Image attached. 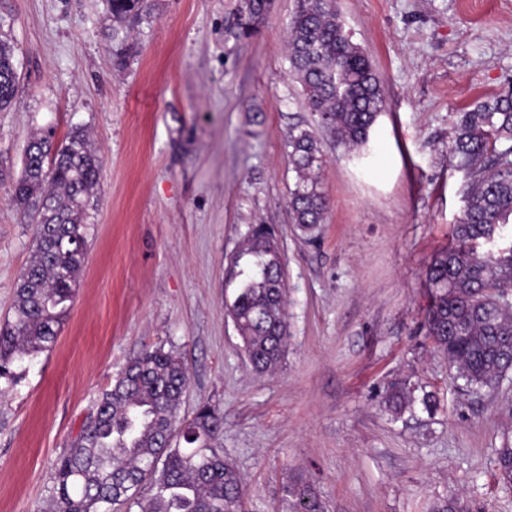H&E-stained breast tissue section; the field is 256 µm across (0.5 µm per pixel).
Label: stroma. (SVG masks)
Segmentation results:
<instances>
[{
  "label": "stroma",
  "mask_w": 512,
  "mask_h": 512,
  "mask_svg": "<svg viewBox=\"0 0 512 512\" xmlns=\"http://www.w3.org/2000/svg\"><path fill=\"white\" fill-rule=\"evenodd\" d=\"M111 38L106 0H0L20 75L0 112V325L33 228L11 201L28 140L88 130L104 168L96 228L56 344L0 378V512H45L57 458L133 357L176 351L180 416L211 404L214 446L245 512H286L305 479L322 512H512L497 452L512 439V374L468 395L423 329L425 270L455 243L470 183L450 152L460 112L512 93V0H337L389 101L355 153L320 134L323 224H294L284 142L314 117L289 72L296 0L229 34L241 0H148ZM255 224L275 227L288 348L256 375L224 306V268ZM413 402L385 405L391 382ZM432 407H424V395Z\"/></svg>",
  "instance_id": "obj_1"
}]
</instances>
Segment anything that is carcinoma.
<instances>
[{
  "instance_id": "obj_1",
  "label": "carcinoma",
  "mask_w": 512,
  "mask_h": 512,
  "mask_svg": "<svg viewBox=\"0 0 512 512\" xmlns=\"http://www.w3.org/2000/svg\"><path fill=\"white\" fill-rule=\"evenodd\" d=\"M144 0H108L112 37L141 16ZM269 0H243L236 39L263 23ZM290 71L301 85L317 126L351 150L364 144L387 100L369 57L345 32L336 0H298L287 31ZM14 46L0 32V111L16 95ZM53 134L27 143L11 188L15 206L34 226V246L15 288L12 320L0 328V378L16 362L49 350L76 295L103 160L85 131L75 128L52 149ZM294 172L289 207L309 231L325 220L329 201L318 171L323 153L314 128L295 125L285 142ZM451 152L472 178L455 227L456 244L426 269L430 302L426 335L448 357L463 390L496 388L512 372V247L480 254L477 244L512 221V94L497 95L460 113ZM224 299L249 364L272 373L288 342L287 290L279 241L265 224L253 226L224 272ZM188 388L184 361L158 346L131 359L98 397L95 413L55 463L50 512H243L245 485L211 442L222 421L200 405L179 419ZM394 383L386 404L399 414L409 404ZM499 480L512 486V442L498 449ZM153 494L140 495L143 484ZM291 512H320L312 488L286 487Z\"/></svg>"
}]
</instances>
